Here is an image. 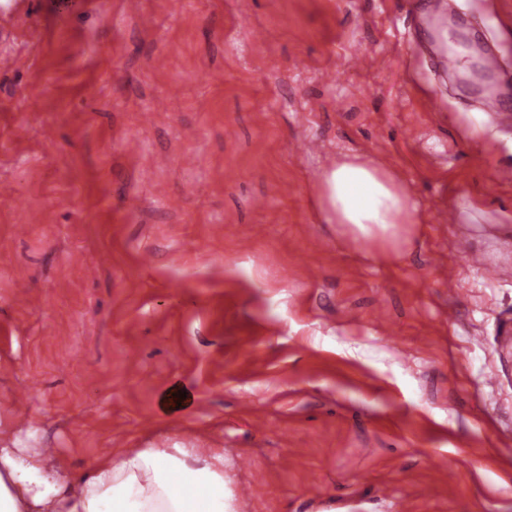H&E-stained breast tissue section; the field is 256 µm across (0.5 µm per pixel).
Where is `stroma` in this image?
<instances>
[{"instance_id":"obj_1","label":"stroma","mask_w":512,"mask_h":512,"mask_svg":"<svg viewBox=\"0 0 512 512\" xmlns=\"http://www.w3.org/2000/svg\"><path fill=\"white\" fill-rule=\"evenodd\" d=\"M447 2L512 74V0ZM415 36L406 0H0V445L220 448L235 512H512V126ZM347 154L417 203L395 245L321 220Z\"/></svg>"}]
</instances>
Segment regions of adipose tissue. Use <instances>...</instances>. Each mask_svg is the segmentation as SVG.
I'll return each mask as SVG.
<instances>
[{
    "instance_id": "ef3b65f1",
    "label": "adipose tissue",
    "mask_w": 512,
    "mask_h": 512,
    "mask_svg": "<svg viewBox=\"0 0 512 512\" xmlns=\"http://www.w3.org/2000/svg\"><path fill=\"white\" fill-rule=\"evenodd\" d=\"M324 220L365 240L395 241L418 206L393 173L353 155L326 175ZM0 512H233L216 449L125 448L79 478L35 448H0Z\"/></svg>"
}]
</instances>
